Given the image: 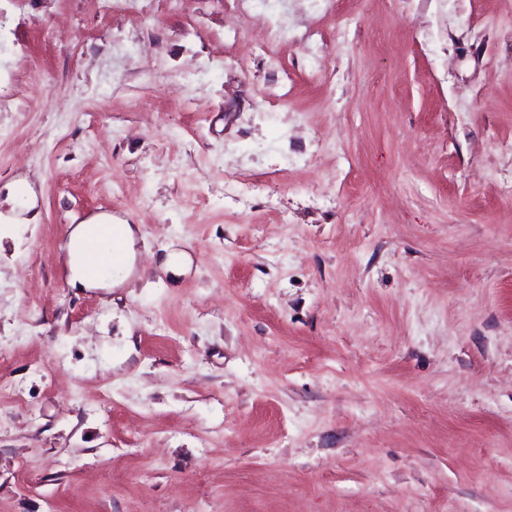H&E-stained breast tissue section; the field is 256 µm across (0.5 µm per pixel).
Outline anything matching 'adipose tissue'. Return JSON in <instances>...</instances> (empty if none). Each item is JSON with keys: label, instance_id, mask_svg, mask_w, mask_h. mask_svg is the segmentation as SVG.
Instances as JSON below:
<instances>
[{"label": "adipose tissue", "instance_id": "ef3b65f1", "mask_svg": "<svg viewBox=\"0 0 512 512\" xmlns=\"http://www.w3.org/2000/svg\"><path fill=\"white\" fill-rule=\"evenodd\" d=\"M115 225L118 244L122 252V269L120 274L113 277L92 276L88 268L93 262L92 254L87 250L88 240L99 230V228ZM134 242L135 230L127 223L113 224L110 216L99 215L90 221L75 226L69 239L68 266L70 270L69 284L74 288H110L120 285L125 281L133 269L134 264Z\"/></svg>", "mask_w": 512, "mask_h": 512}]
</instances>
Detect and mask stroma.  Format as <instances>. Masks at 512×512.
Here are the masks:
<instances>
[{
    "instance_id": "stroma-1",
    "label": "stroma",
    "mask_w": 512,
    "mask_h": 512,
    "mask_svg": "<svg viewBox=\"0 0 512 512\" xmlns=\"http://www.w3.org/2000/svg\"><path fill=\"white\" fill-rule=\"evenodd\" d=\"M511 182L512 0H0V512H512ZM112 225L116 228L118 235L117 243L122 252L121 272L116 276L107 278L91 276L87 270L93 262V255L86 249V244L99 228ZM134 236L135 229L131 224H112V217L108 215H99L86 223L77 224L71 230L68 248L69 285L71 288H112L125 281L133 269L135 257Z\"/></svg>"
}]
</instances>
